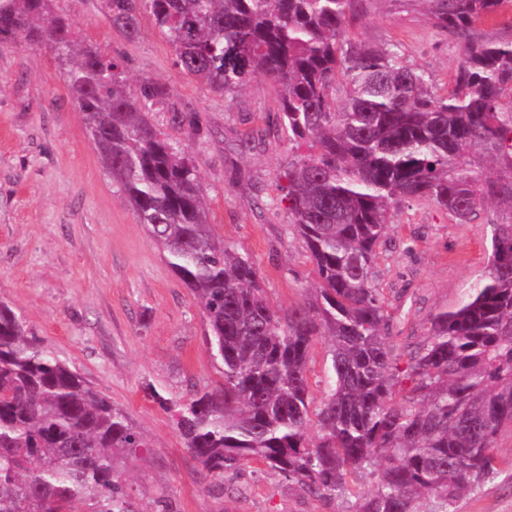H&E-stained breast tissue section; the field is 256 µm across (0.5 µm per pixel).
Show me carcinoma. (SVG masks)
<instances>
[{"mask_svg": "<svg viewBox=\"0 0 512 512\" xmlns=\"http://www.w3.org/2000/svg\"><path fill=\"white\" fill-rule=\"evenodd\" d=\"M52 2L0 0V44H44L69 65L103 170L200 304L224 383L173 410L205 477L222 484L260 463L345 512H422L426 500L452 512L492 480L498 439L512 431V34L480 24L503 0H422L462 49L444 95L397 45L348 36L365 0H102L130 38L148 12L182 70L215 90L258 76L280 88L278 130L308 147L288 158V210L318 278L314 300L284 313L252 257L213 233L188 149L151 126L167 89L132 88L123 63L78 42ZM419 200L458 224L492 201L508 211L490 224L467 299L429 314L427 336L402 352L373 267L391 211ZM320 338L332 383L313 411ZM145 447L1 301L0 512H139L127 472Z\"/></svg>", "mask_w": 512, "mask_h": 512, "instance_id": "obj_1", "label": "carcinoma"}]
</instances>
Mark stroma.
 I'll use <instances>...</instances> for the list:
<instances>
[{
	"instance_id": "1",
	"label": "stroma",
	"mask_w": 512,
	"mask_h": 512,
	"mask_svg": "<svg viewBox=\"0 0 512 512\" xmlns=\"http://www.w3.org/2000/svg\"><path fill=\"white\" fill-rule=\"evenodd\" d=\"M79 38L122 58L133 81L168 88L149 113L153 127L187 145L217 237L257 263L270 301H310L317 280L290 222L284 188L294 149L277 129L279 91L264 77L236 94L186 75L149 14L137 38L113 26L99 0H54ZM354 39L398 45L427 69L440 93L452 87L459 46L432 24L422 0H368ZM196 118L182 124L181 114ZM484 220L452 221L430 201L394 210L374 279L403 308L398 344L427 333L429 314L466 298L490 254ZM0 300L30 331L123 410L148 441L131 488L141 512H329L279 472L245 469L209 488L164 401L220 386L199 305L106 176L67 89V68L47 46L0 45ZM498 475L460 497L455 512H512V432L496 450Z\"/></svg>"
}]
</instances>
